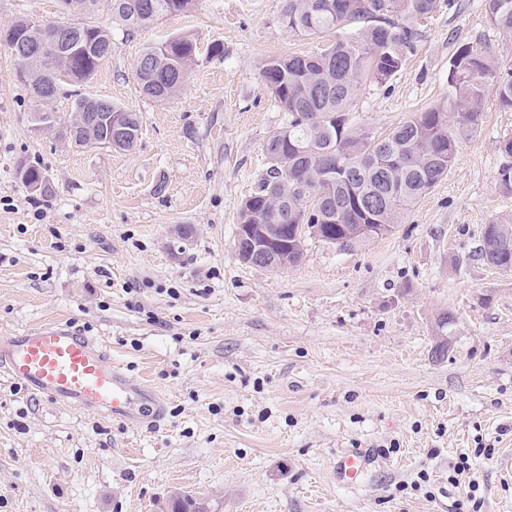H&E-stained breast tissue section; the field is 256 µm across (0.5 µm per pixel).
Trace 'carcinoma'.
Returning a JSON list of instances; mask_svg holds the SVG:
<instances>
[{"mask_svg": "<svg viewBox=\"0 0 512 512\" xmlns=\"http://www.w3.org/2000/svg\"><path fill=\"white\" fill-rule=\"evenodd\" d=\"M112 19L127 34L160 17L190 9L195 0H108ZM458 0H285L283 21L297 35L333 31V41L309 54L270 57L260 79L288 121L267 141L269 167L258 190L240 204V224H285L286 244L279 247L273 268L303 250L299 237L347 246L368 239L355 233L371 224L381 235L401 214L445 178L460 144L480 128L485 96L494 90L502 109H512V71L501 69L488 46L463 44L448 66V104L398 123L385 133H371L347 124L345 111L365 80L385 85L402 70L422 38L421 23ZM488 22L512 34V0H484ZM65 37L69 49L66 71L52 76L43 88L17 69L31 96H40L39 111H50L57 88L88 81L112 56V31L92 22L48 23ZM197 43L190 35L145 48L134 72L140 92L156 101L175 97L196 63ZM127 143H137L141 121L129 113ZM504 164L500 186L512 191V137L497 143ZM18 173L29 188L44 177L41 168L20 164ZM478 256L502 271L512 270V214L484 225ZM169 512H215L205 496L178 494L167 501Z\"/></svg>", "mask_w": 512, "mask_h": 512, "instance_id": "cac0c4a2", "label": "carcinoma"}]
</instances>
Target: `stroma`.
I'll return each instance as SVG.
<instances>
[{
  "label": "stroma",
  "mask_w": 512,
  "mask_h": 512,
  "mask_svg": "<svg viewBox=\"0 0 512 512\" xmlns=\"http://www.w3.org/2000/svg\"><path fill=\"white\" fill-rule=\"evenodd\" d=\"M459 2L393 81L362 84L351 125L382 131L443 103L461 44L490 46L512 70V36L483 0ZM283 6L196 0L129 35L100 0L90 19L114 51L51 108L66 120L82 95L138 112L129 151L34 132L35 102L0 41V334L70 321L166 404L156 427L133 429L0 372V512H156L174 490L217 512H512V271L477 256L484 224L512 213L496 147L512 111L487 95L448 177L391 232L346 247L307 239L285 269L244 265L239 204L287 120L259 70L316 45L288 31ZM22 17L78 20L60 0H0L1 29ZM185 34L198 56L184 88L144 98L140 52ZM215 42L223 59L208 54ZM24 162L44 170L45 190L22 184ZM444 308L456 322L438 358ZM348 448L374 455L355 488L336 479Z\"/></svg>",
  "instance_id": "obj_1"
}]
</instances>
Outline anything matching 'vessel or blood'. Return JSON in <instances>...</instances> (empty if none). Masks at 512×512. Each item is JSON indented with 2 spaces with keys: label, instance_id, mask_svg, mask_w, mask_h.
<instances>
[{
  "label": "vessel or blood",
  "instance_id": "b4317fda",
  "mask_svg": "<svg viewBox=\"0 0 512 512\" xmlns=\"http://www.w3.org/2000/svg\"><path fill=\"white\" fill-rule=\"evenodd\" d=\"M0 371L54 402L132 428L162 418L165 410L160 395L113 364L100 341L64 321L1 335ZM370 467L365 450L345 451L336 460L337 480L355 485Z\"/></svg>",
  "mask_w": 512,
  "mask_h": 512
}]
</instances>
